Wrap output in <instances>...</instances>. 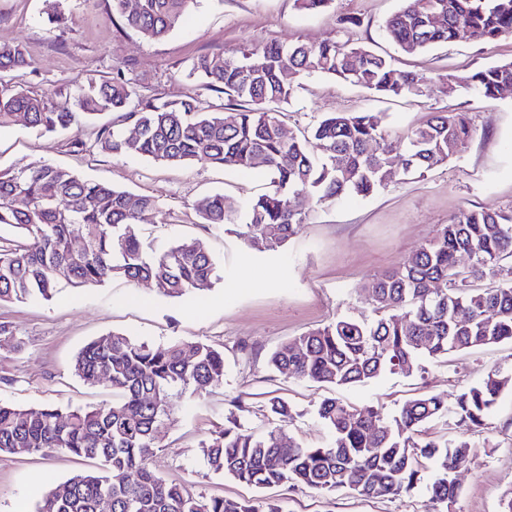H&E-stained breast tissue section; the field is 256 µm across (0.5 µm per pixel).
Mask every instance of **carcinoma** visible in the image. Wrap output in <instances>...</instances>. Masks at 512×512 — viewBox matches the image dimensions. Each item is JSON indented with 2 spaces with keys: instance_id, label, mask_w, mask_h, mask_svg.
I'll return each instance as SVG.
<instances>
[{
  "instance_id": "carcinoma-1",
  "label": "carcinoma",
  "mask_w": 512,
  "mask_h": 512,
  "mask_svg": "<svg viewBox=\"0 0 512 512\" xmlns=\"http://www.w3.org/2000/svg\"><path fill=\"white\" fill-rule=\"evenodd\" d=\"M196 0H112L124 24L147 39L172 31ZM442 22L435 25L431 15ZM386 37L415 53L455 41L465 33L482 43L512 37V0H409L384 22ZM32 67L20 43H0V71ZM291 78L284 79L283 73ZM332 77L380 98L431 92L419 75L396 69L391 59L349 38L317 45L270 42L242 57L204 53L189 76L224 94L223 110L209 112L194 95L159 101L137 93L128 80L90 82L73 100L52 102L18 85L0 82V129L18 120L44 132L79 128L94 116L123 112L137 135L97 132L94 147L114 157L137 155L155 162H195L243 170L263 169L271 189L242 207L216 194L197 210L203 223L237 226L247 246L277 252L306 223L307 200L334 202L347 195L370 196L398 174L422 175L463 153L475 130L466 114L435 112L403 134L387 129L384 112H334L307 132L283 137L279 116L295 93V78ZM439 87L471 90L494 98L512 86V60L498 61L460 77L446 73ZM156 201L82 178L47 163L0 169V229L16 231L20 244L0 237V303L47 300L62 286L86 288L112 279L146 282L157 293L183 296L208 284L215 262L203 241L183 238L146 252L137 224ZM79 238L84 246L72 247ZM472 250V273L499 281L473 291L456 271L457 256ZM512 210H463L429 243L398 267L369 282L374 317L342 316L297 336L274 351L270 368L280 374L331 387L364 383L385 373L411 374L426 358L512 342ZM436 287H427L428 283ZM74 374L95 385L106 373L112 403L62 410L23 409L0 402V454L52 457L66 453L98 459L99 472L77 474L48 491L34 512H97L101 497L112 512H283L262 498H206L166 482L151 466L159 429L169 421L174 392L203 394L224 377V352L196 342L173 340L154 346L122 333L87 344L76 356ZM512 371L495 369L448 402L437 395L407 401L387 415L358 410L334 397L317 415L329 432L323 446L285 441L271 429L245 433L236 416L203 445L209 468L259 489L284 483L318 492L347 489L369 498L410 493L434 465L428 490L449 512L458 494L456 464L466 463L465 439L439 444L421 439L434 418L450 417L467 431L483 429Z\"/></svg>"
}]
</instances>
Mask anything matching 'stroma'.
Here are the masks:
<instances>
[{
    "label": "stroma",
    "mask_w": 512,
    "mask_h": 512,
    "mask_svg": "<svg viewBox=\"0 0 512 512\" xmlns=\"http://www.w3.org/2000/svg\"><path fill=\"white\" fill-rule=\"evenodd\" d=\"M404 0H334L307 15L295 0H197L176 28L159 40L144 38L112 13L111 0H0V42L23 44L33 68L22 78L32 94L57 102L88 81L124 74L144 95L164 100L197 94L213 105L221 93L188 76L203 53L238 56L269 42L317 44L359 38L389 54L396 67L426 81L448 71L463 75L512 60V38L491 44L460 35L432 50L407 54L384 35V20ZM67 19L61 27L50 9ZM358 19L344 29L341 18ZM372 110L389 126L406 130L425 124L437 111L467 113L477 130L466 151L424 176L399 175L377 193L348 196L332 204L310 203V219L275 253L249 250L234 225L203 223L197 204L220 193L247 203L269 185L258 170L203 163L169 166L139 156L112 157L77 149L93 139V128L41 135L24 123L0 130V168L31 162L62 166L77 174L157 202L138 226L145 249L159 250L181 238L201 239L216 261L211 284L181 297L155 293L150 285L113 279L82 289L62 287L47 300L0 303V323L21 339V350L0 346V401L22 408L97 406L112 401L111 387L78 379L72 364L92 340L110 332L153 345L172 340L204 341L224 352V379L205 394L174 395L172 420L162 431L155 471L208 498L248 500L255 488L215 473L202 445L237 413L247 431L274 429L308 447L328 436L316 409L327 397L355 408L397 411L422 394L454 397L495 368L512 369V344L427 360L412 374H385L370 382L333 389L269 369L271 352L293 337L339 316L371 315L369 281L398 266L431 240L441 225L474 206L512 209V91L489 99L472 92L381 99L324 76L301 80L286 105L282 125L299 135L330 112ZM286 399L292 415L268 419L270 398ZM475 454L457 481L454 512H500L512 494V390H506L481 433ZM93 459L66 454H0V512H32L53 486L82 472L97 471ZM286 512H434L425 487L393 498H366L349 490L322 494L282 485L266 492Z\"/></svg>",
    "instance_id": "obj_1"
}]
</instances>
